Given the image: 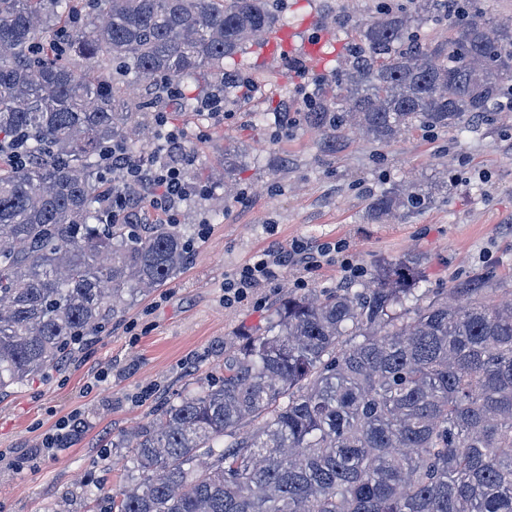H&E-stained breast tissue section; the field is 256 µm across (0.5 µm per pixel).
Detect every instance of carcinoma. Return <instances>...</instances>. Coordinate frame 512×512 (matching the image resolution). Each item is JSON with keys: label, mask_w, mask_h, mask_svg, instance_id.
I'll use <instances>...</instances> for the list:
<instances>
[{"label": "carcinoma", "mask_w": 512, "mask_h": 512, "mask_svg": "<svg viewBox=\"0 0 512 512\" xmlns=\"http://www.w3.org/2000/svg\"><path fill=\"white\" fill-rule=\"evenodd\" d=\"M275 2L0 0V398L187 263L181 225L106 219L112 147L155 139L169 102L195 111L188 78L237 88L224 61ZM441 16L435 41L423 28ZM490 22L480 0L381 4L306 123L388 145L489 120L512 88V24ZM434 197L392 182L368 212L410 220ZM370 279L290 294L229 342L222 376L113 444L132 467L104 512H512V300L422 288L411 254Z\"/></svg>", "instance_id": "obj_1"}]
</instances>
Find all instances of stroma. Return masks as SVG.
<instances>
[{"label":"stroma","mask_w":512,"mask_h":512,"mask_svg":"<svg viewBox=\"0 0 512 512\" xmlns=\"http://www.w3.org/2000/svg\"><path fill=\"white\" fill-rule=\"evenodd\" d=\"M377 3L279 0L278 28L298 43L323 41L321 55L276 59L251 49L239 73L257 90L234 101L232 117L168 112L186 133L193 181L207 187L179 217L197 232L196 247L177 279L139 296L64 365L0 400V512H55L62 501L69 512H93L90 482L111 491L127 482L131 463L119 440L223 370L226 342L264 326L287 292L345 285L407 253L420 257L427 287L487 275L491 287L512 289V111L387 146L351 134L330 150L303 120L308 92L331 86L357 21L374 18ZM426 178L447 186L431 207L408 222L367 221L368 198L382 184ZM296 243L330 252L318 268L289 265L247 301L225 304L226 284L255 254ZM73 414L79 432L42 450Z\"/></svg>","instance_id":"stroma-1"}]
</instances>
